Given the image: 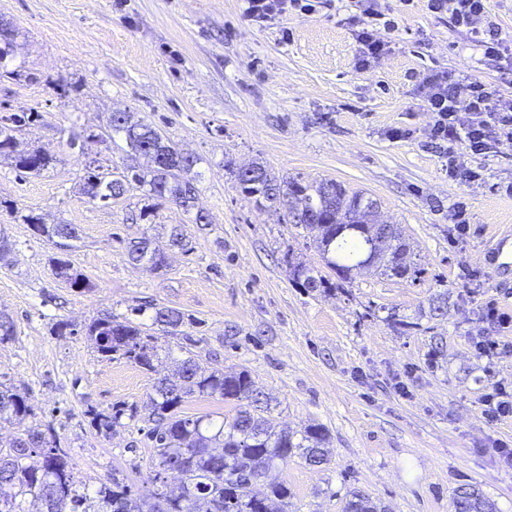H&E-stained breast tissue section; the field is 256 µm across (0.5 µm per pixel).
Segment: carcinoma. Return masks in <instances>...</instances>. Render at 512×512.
<instances>
[{"label":"carcinoma","instance_id":"1","mask_svg":"<svg viewBox=\"0 0 512 512\" xmlns=\"http://www.w3.org/2000/svg\"><path fill=\"white\" fill-rule=\"evenodd\" d=\"M0 60L12 51L15 29L0 24ZM38 112H23L3 119L0 126V157L11 160L18 171L40 173L55 166L57 158L37 149H22L16 133L38 123ZM122 133L130 154L155 157L146 169L133 164L88 167L84 194L92 201L114 204L134 189L146 199H169L185 211L195 206L197 188L193 170L198 158L183 153L177 144L150 124L129 112H114L108 130L67 140L71 149L85 152L88 144L102 142L112 133ZM242 195L259 208L278 204L286 208L288 223L302 227L321 254L330 273H323L285 255L292 281L306 293H326L352 282L366 268L397 279H418L421 269L409 261L410 244L399 225L391 226L383 244L376 241L377 229L370 219L376 200L360 192H348L333 181L304 182L278 179L265 166L255 163L235 171ZM24 223L56 249L51 258L53 273L70 287L89 288L66 255L77 238L71 224H44L41 217L28 214ZM188 245L181 225L171 227L168 239L160 243L142 236L129 243L127 256L137 265L154 270L167 266V253ZM154 309L152 323L123 320L105 315L85 327V335L102 359H124L147 371H156L162 345L157 333L175 335L185 324H193L174 308ZM201 355L187 351L173 374L157 379L154 394L142 404L119 402L111 409L89 405L84 415L99 433L110 434L126 422L144 420L145 436L156 453L155 470L141 485L112 476V481L92 489L79 481L69 449L53 426H27L3 446L0 444V512H144L148 501L159 504L161 512H285L288 486L275 471L298 456L312 466L328 460L330 438L320 424L299 432L277 430L263 416L269 399L255 387L249 371L226 373L205 369ZM0 375V428L21 425L35 418L30 394L3 381ZM212 397L237 403L235 414L216 424L207 415L189 416L182 411L190 398ZM177 474L170 485L168 473ZM265 483V492H250L255 481ZM454 512H495L494 505L479 490L461 487L453 494ZM343 512H378L370 497L354 491Z\"/></svg>","mask_w":512,"mask_h":512}]
</instances>
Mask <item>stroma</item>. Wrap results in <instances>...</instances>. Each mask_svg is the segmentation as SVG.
Instances as JSON below:
<instances>
[{
    "label": "stroma",
    "mask_w": 512,
    "mask_h": 512,
    "mask_svg": "<svg viewBox=\"0 0 512 512\" xmlns=\"http://www.w3.org/2000/svg\"><path fill=\"white\" fill-rule=\"evenodd\" d=\"M310 3L258 26L244 0H0V20L17 31L0 62V119L41 113L19 140L57 158L38 175L0 158V237L11 246L0 262V311L16 328L0 344V372L29 392L38 421L54 426L93 487L116 475L138 483L155 453L140 422L105 436L86 407L146 401L192 338L202 367L250 372L273 400L276 428L328 431L326 464L295 457L280 469L288 512H341L353 490L387 512H453L461 486L512 512V466L493 448L512 442V419L483 413L494 385L512 387V355L490 362L472 347L479 330L512 343V331L481 321L489 300L512 310V266L491 260L496 234L512 231V196L501 190L512 181V144L472 159L480 181L450 179L445 158L425 144L431 115L418 92L438 70L512 94V71L484 61L423 0ZM371 5L397 28L389 52L362 69L354 18ZM115 112L136 113L198 157L196 212L207 224L168 200L146 208L136 190L111 206L83 195L86 159L67 147L68 133L106 127ZM396 127L406 137L389 138ZM254 162L280 178L334 180L371 195L379 220L402 226L420 279L370 271L345 289L305 293L285 253L319 270L324 262L302 228L239 193L232 171ZM456 203L470 232L453 241ZM28 213L76 227L69 259L89 291L53 274L55 249L23 223ZM173 224L184 225L187 251L170 253L159 272L129 262L131 240L165 239ZM443 293L448 314L432 333L392 326L390 314L420 319ZM147 301L194 320L161 337L156 373L98 359L85 325ZM61 320L73 332L56 335Z\"/></svg>",
    "instance_id": "stroma-1"
}]
</instances>
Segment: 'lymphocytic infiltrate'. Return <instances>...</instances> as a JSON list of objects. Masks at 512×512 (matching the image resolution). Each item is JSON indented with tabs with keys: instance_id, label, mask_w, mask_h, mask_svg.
Wrapping results in <instances>:
<instances>
[{
	"instance_id": "1",
	"label": "lymphocytic infiltrate",
	"mask_w": 512,
	"mask_h": 512,
	"mask_svg": "<svg viewBox=\"0 0 512 512\" xmlns=\"http://www.w3.org/2000/svg\"><path fill=\"white\" fill-rule=\"evenodd\" d=\"M434 14H448L455 27L470 34L486 59H502V43L488 19L487 0H426ZM420 97L433 116L424 135L448 160L451 179L477 182L482 175L470 158L512 143V95L461 74L435 72L423 78Z\"/></svg>"
}]
</instances>
